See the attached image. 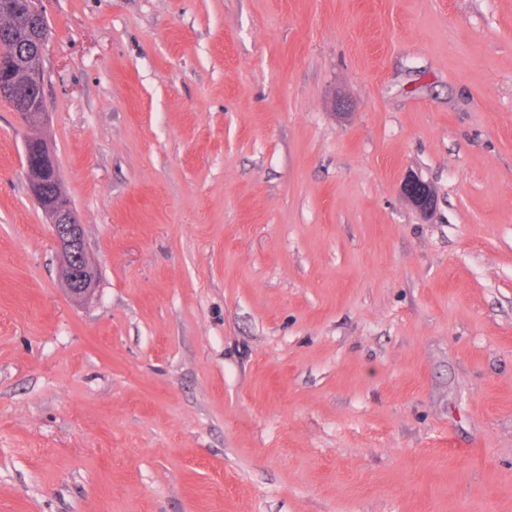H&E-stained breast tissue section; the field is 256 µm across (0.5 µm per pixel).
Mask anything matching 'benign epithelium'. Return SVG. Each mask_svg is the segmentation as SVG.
Instances as JSON below:
<instances>
[{"label": "benign epithelium", "instance_id": "obj_1", "mask_svg": "<svg viewBox=\"0 0 512 512\" xmlns=\"http://www.w3.org/2000/svg\"><path fill=\"white\" fill-rule=\"evenodd\" d=\"M46 44H41L38 57L29 61L27 52L17 48H5L1 57L12 60L11 69L25 72L31 89L28 97L20 95L15 82L8 75L0 76V98L13 103V111L21 123L28 127L41 126L47 121L43 93V60ZM23 159L28 174L29 190L38 206H43L46 181L59 185L60 174L56 159L48 140L38 134L25 136ZM401 194L405 201L422 215L428 214L434 205V191L429 183L415 174L405 176L401 184ZM57 244L62 272L70 296L77 300L90 299L98 287V271L91 261L85 242L84 225L81 224L76 209L71 205L45 211Z\"/></svg>", "mask_w": 512, "mask_h": 512}]
</instances>
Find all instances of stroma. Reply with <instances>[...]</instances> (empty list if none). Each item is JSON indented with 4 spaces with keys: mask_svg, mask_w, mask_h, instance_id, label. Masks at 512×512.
I'll use <instances>...</instances> for the list:
<instances>
[{
    "mask_svg": "<svg viewBox=\"0 0 512 512\" xmlns=\"http://www.w3.org/2000/svg\"><path fill=\"white\" fill-rule=\"evenodd\" d=\"M38 6L99 287L0 102V512H512V0ZM34 140L41 144V157L37 162L29 150ZM23 159L30 194L43 212L46 181L50 180L55 187L60 183L59 169L48 140L38 134L26 135ZM45 215L59 250L62 272L70 296L81 301L90 299L98 287V271L88 255L84 225L81 224L76 209L72 205H65L54 210H45ZM401 194L405 201L417 212L427 215L434 205V191L429 183L418 175L408 174L401 184Z\"/></svg>",
    "mask_w": 512,
    "mask_h": 512,
    "instance_id": "obj_1",
    "label": "stroma"
}]
</instances>
